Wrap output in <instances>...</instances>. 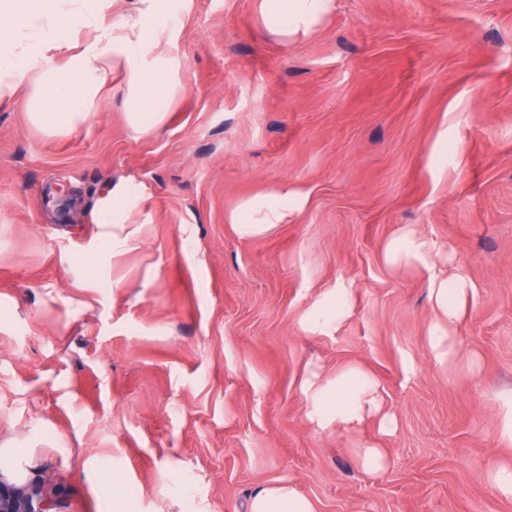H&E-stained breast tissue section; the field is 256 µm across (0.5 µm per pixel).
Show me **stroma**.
<instances>
[{"label":"stroma","mask_w":512,"mask_h":512,"mask_svg":"<svg viewBox=\"0 0 512 512\" xmlns=\"http://www.w3.org/2000/svg\"><path fill=\"white\" fill-rule=\"evenodd\" d=\"M166 119L138 136L125 84L73 130L0 99V447L60 512H247L293 483L317 512H512V0H337L285 41L259 0H170ZM293 185L303 213L239 239L224 217ZM128 192L133 248L98 219ZM415 225L470 276L458 363L428 346ZM354 285L337 332L301 315ZM352 364L395 415L323 429L299 385ZM382 448L384 469L361 450Z\"/></svg>","instance_id":"35a3bbf8"}]
</instances>
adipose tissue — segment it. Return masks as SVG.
Instances as JSON below:
<instances>
[{
  "instance_id": "obj_1",
  "label": "adipose tissue",
  "mask_w": 512,
  "mask_h": 512,
  "mask_svg": "<svg viewBox=\"0 0 512 512\" xmlns=\"http://www.w3.org/2000/svg\"><path fill=\"white\" fill-rule=\"evenodd\" d=\"M135 11L106 19L107 0H72L59 13V0H0V98L14 95L18 73L31 76L32 118L50 129L82 125L113 72H123L128 87L127 121L138 134L160 126L165 115L153 111L156 101L172 95L177 83L166 53L173 17L167 0H137ZM336 7V0H262L261 11L271 30L290 40L315 32ZM49 18L53 29L47 44L38 48L19 41L12 20ZM68 52L64 66L51 67L49 51ZM305 193L289 185L242 199L225 217L243 240L264 237L288 223L306 207ZM436 244L414 227L405 225L387 241L383 259L399 270L421 274L429 289L433 320L429 346L439 362L454 356L451 334L463 321L475 297V288L457 263L438 266ZM352 288L339 284L323 294L301 321L304 331L329 333L349 317ZM302 391L313 400L311 418L319 426L350 428L366 418L378 421L382 433L396 427L385 408L383 390L362 366L351 365L335 379L305 375ZM250 512H317L315 503L294 485L282 484L254 491Z\"/></svg>"
}]
</instances>
